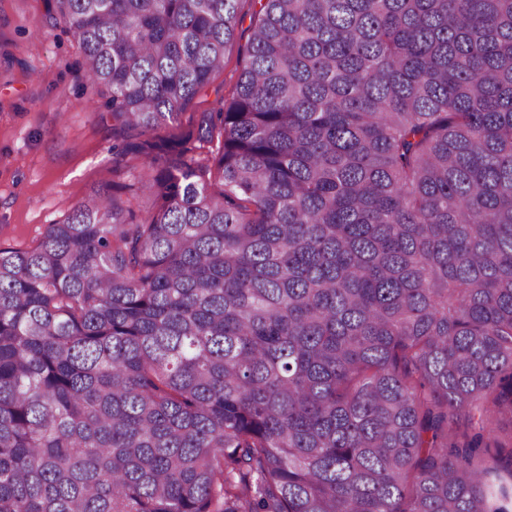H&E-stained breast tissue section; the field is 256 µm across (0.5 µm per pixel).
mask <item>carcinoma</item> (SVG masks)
Wrapping results in <instances>:
<instances>
[{"instance_id": "carcinoma-1", "label": "carcinoma", "mask_w": 512, "mask_h": 512, "mask_svg": "<svg viewBox=\"0 0 512 512\" xmlns=\"http://www.w3.org/2000/svg\"><path fill=\"white\" fill-rule=\"evenodd\" d=\"M50 0L128 182L0 244V512H512V0ZM259 9V4L245 2L241 14L244 15L242 21L237 27L235 41L230 52L226 53L224 62V72L216 75L210 86L199 93L180 118L178 126L171 128L169 131L180 133L181 130L188 127L192 121H195L201 112H209L213 107L216 99L215 89L219 88L224 92V97H230L238 77L242 71L243 63L241 61L239 49L240 46L246 44L248 36L251 32L253 13Z\"/></svg>"}]
</instances>
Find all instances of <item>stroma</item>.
Returning a JSON list of instances; mask_svg holds the SVG:
<instances>
[{"mask_svg":"<svg viewBox=\"0 0 512 512\" xmlns=\"http://www.w3.org/2000/svg\"><path fill=\"white\" fill-rule=\"evenodd\" d=\"M257 9L245 0L223 72L193 99L179 128L210 111L217 92L232 93ZM46 13L47 0H0V241L14 245L31 243L99 186L127 177L112 151L104 98L82 77L76 39L35 33Z\"/></svg>","mask_w":512,"mask_h":512,"instance_id":"35a3bbf8","label":"stroma"}]
</instances>
